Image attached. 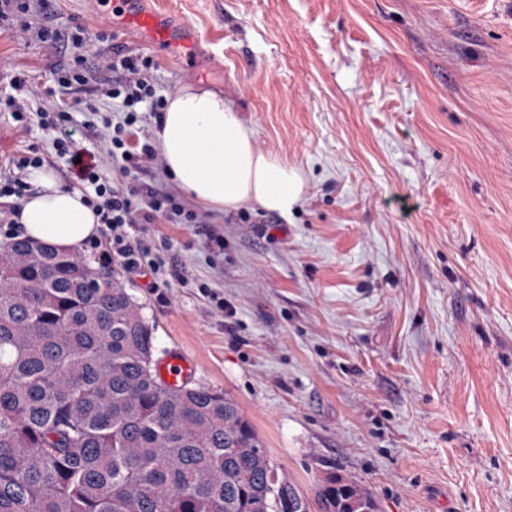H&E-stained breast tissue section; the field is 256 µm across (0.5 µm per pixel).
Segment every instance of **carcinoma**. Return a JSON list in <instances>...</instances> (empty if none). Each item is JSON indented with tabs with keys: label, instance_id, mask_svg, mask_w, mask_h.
I'll use <instances>...</instances> for the list:
<instances>
[{
	"label": "carcinoma",
	"instance_id": "obj_1",
	"mask_svg": "<svg viewBox=\"0 0 512 512\" xmlns=\"http://www.w3.org/2000/svg\"><path fill=\"white\" fill-rule=\"evenodd\" d=\"M25 239L0 250V512H309L224 394L168 387L115 275ZM321 512H376L340 478Z\"/></svg>",
	"mask_w": 512,
	"mask_h": 512
}]
</instances>
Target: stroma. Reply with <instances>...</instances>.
I'll return each instance as SVG.
<instances>
[{
	"instance_id": "stroma-1",
	"label": "stroma",
	"mask_w": 512,
	"mask_h": 512,
	"mask_svg": "<svg viewBox=\"0 0 512 512\" xmlns=\"http://www.w3.org/2000/svg\"><path fill=\"white\" fill-rule=\"evenodd\" d=\"M196 53L46 0L61 28L153 57L157 88L223 93L259 148L302 168L288 216L191 202L145 224L193 283L122 274L155 358L226 394L320 512L338 476L378 512H512V0H144ZM59 48L0 26V90L43 92ZM51 130L0 112V176L36 151L74 187Z\"/></svg>"
}]
</instances>
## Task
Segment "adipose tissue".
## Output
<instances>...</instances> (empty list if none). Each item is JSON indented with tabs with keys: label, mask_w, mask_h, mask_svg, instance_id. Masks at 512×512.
<instances>
[{
	"label": "adipose tissue",
	"mask_w": 512,
	"mask_h": 512,
	"mask_svg": "<svg viewBox=\"0 0 512 512\" xmlns=\"http://www.w3.org/2000/svg\"><path fill=\"white\" fill-rule=\"evenodd\" d=\"M154 138L179 188L217 210L253 205L285 216L306 193L303 171L258 149L239 112L213 90L184 87L170 95ZM27 178L38 191L20 204L24 238L71 254L82 251L98 234L100 219L93 207L51 170L32 168Z\"/></svg>",
	"instance_id": "ef3b65f1"
}]
</instances>
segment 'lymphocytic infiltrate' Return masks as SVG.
<instances>
[{"instance_id": "1", "label": "lymphocytic infiltrate", "mask_w": 512, "mask_h": 512, "mask_svg": "<svg viewBox=\"0 0 512 512\" xmlns=\"http://www.w3.org/2000/svg\"><path fill=\"white\" fill-rule=\"evenodd\" d=\"M30 2L0 0V20L19 18L21 34H35L40 42L51 46L88 43L90 37L81 26L72 29H58L43 23L31 26L25 20ZM97 39L107 45L106 60L101 67L90 68L81 55L65 58L50 70L44 93L49 97L59 90L73 94L75 103L84 112L97 111V98L117 101L125 114L123 122L115 124L107 120L95 131L105 143L104 151L91 154L81 147L75 137L69 108L29 102L30 82L26 73L19 72L12 77L11 93L0 95V111L11 112L23 125L54 130L53 146L57 156L65 161L74 180L83 187L87 205L100 217V262L108 265L113 258H120L124 270L132 274L140 272L149 254L148 245L133 237L136 225L160 220L169 224H200L204 217L187 208L179 195L166 185L164 165L151 145H142L136 152L128 144L140 113L159 112L165 106L155 84L153 57L109 43L104 33L98 34ZM87 155L93 157V166L81 164V157ZM114 169L121 173V180L110 178L109 173Z\"/></svg>"}]
</instances>
